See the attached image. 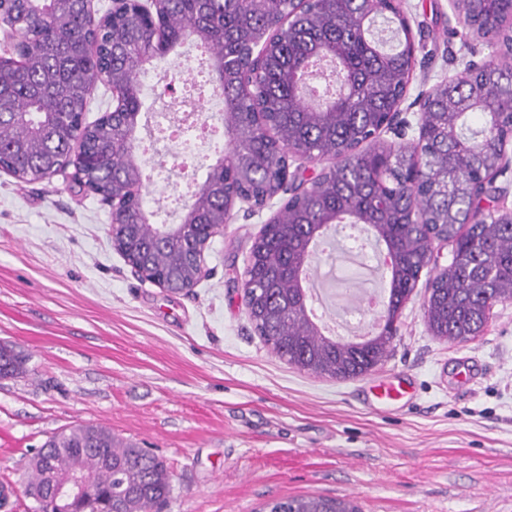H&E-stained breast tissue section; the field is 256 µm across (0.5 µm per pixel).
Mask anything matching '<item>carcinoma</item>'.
<instances>
[{"mask_svg":"<svg viewBox=\"0 0 512 512\" xmlns=\"http://www.w3.org/2000/svg\"><path fill=\"white\" fill-rule=\"evenodd\" d=\"M463 27L488 39L490 59L429 93L418 140H380L400 110L416 66L413 36L386 51L369 23L397 16L395 0H159L150 29L134 10L96 19L86 0H0V29L13 41L0 55V170L20 183L47 178L76 148L99 164L74 175L79 186L117 204L112 244L147 278L172 293L201 277L198 240L158 238L141 215L143 170L135 155L144 64L186 41L207 50L209 80L224 95V165L209 167L179 218L225 224L235 196L261 204L292 182L278 216L255 237L242 289L266 344L291 365L346 380L372 372L394 350L396 331L361 344L319 333L309 318L303 274L321 235L340 224L370 228L391 253L389 293L377 324L397 322L431 244L451 246L448 270L428 276L425 322L438 339L468 342L492 308L512 302V218L495 206L502 161L512 153V0H453ZM99 83L121 93L114 111L85 119ZM477 113L481 126H465ZM336 163L312 179L289 158ZM0 372H26L21 353ZM31 459L28 483L45 473L82 470L93 480L80 512H153L171 493L165 461L106 428L73 425L50 436ZM262 512H361L345 497L294 496Z\"/></svg>","mask_w":512,"mask_h":512,"instance_id":"1","label":"carcinoma"}]
</instances>
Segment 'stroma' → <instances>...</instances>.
<instances>
[{
  "label": "stroma",
  "mask_w": 512,
  "mask_h": 512,
  "mask_svg": "<svg viewBox=\"0 0 512 512\" xmlns=\"http://www.w3.org/2000/svg\"><path fill=\"white\" fill-rule=\"evenodd\" d=\"M417 64L402 103L455 76L451 52L483 61L491 48L458 29L452 0H403ZM191 45L153 61L142 100L167 109L182 92L159 75L185 68ZM175 145L139 159L146 208L169 210L180 170L160 174ZM73 168L20 184L0 171V345L28 359L0 377V512H33L24 493L33 452L76 423L105 427L163 458L173 498L164 512H257L299 495L351 497L361 512H512V303L496 304L481 336L434 338L424 285L402 309L393 354L372 375L336 381L289 365L256 333L242 301L252 240L276 208L233 218L205 250L206 277L173 294L140 280L112 246L111 206L80 190ZM307 281L312 310L335 336L352 306L380 292L374 236L331 234ZM412 386L406 406H369L372 378Z\"/></svg>",
  "instance_id": "1"
}]
</instances>
